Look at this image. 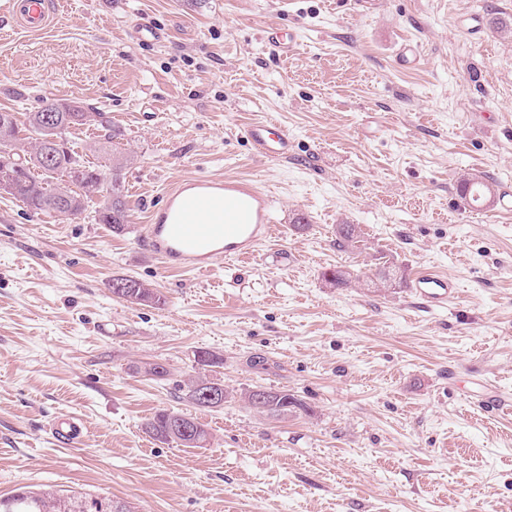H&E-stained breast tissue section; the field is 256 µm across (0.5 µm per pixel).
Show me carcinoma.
<instances>
[{"label": "carcinoma", "mask_w": 512, "mask_h": 512, "mask_svg": "<svg viewBox=\"0 0 512 512\" xmlns=\"http://www.w3.org/2000/svg\"><path fill=\"white\" fill-rule=\"evenodd\" d=\"M52 111L57 118L50 128L43 125L40 116ZM86 109L76 103H45L37 111L26 117L25 127L19 128L12 112H0V126L11 130L13 144L0 142V172L8 167L14 174V198L22 201L32 211L55 213L69 219L77 218L86 211V203L96 193L104 190L112 199V206L97 211V220L107 224L115 233H120L129 223V214L125 200V187L121 180V171L128 162L124 155L112 158V170L106 173L85 161L83 156L68 146L63 139L71 128L87 125L83 120ZM49 136L63 140V150L55 156L49 165L32 160H21V156H32L41 150ZM81 171L83 179L73 177L75 171ZM461 193H470L473 202L487 201L493 193V186L482 176H466L460 184ZM358 243V231L354 224H340L337 227V245L352 247ZM331 284L348 288L358 280L349 270L338 268L324 274ZM134 284L132 293L122 292L121 286ZM110 294L130 304L153 306L164 302L163 297L140 280L130 276H118L106 282ZM244 401L259 413L279 416L292 409H302L304 405L285 390H269L267 398L261 403L250 399V393H244ZM185 413L163 408L144 424L145 433L163 443H176L190 448H199L208 441L209 431L204 424L191 419L194 437L184 439L174 430V425ZM0 512H112V500L107 497L93 496L87 493L68 490L41 489L31 491L24 487L16 489L7 497H0Z\"/></svg>", "instance_id": "cac0c4a2"}]
</instances>
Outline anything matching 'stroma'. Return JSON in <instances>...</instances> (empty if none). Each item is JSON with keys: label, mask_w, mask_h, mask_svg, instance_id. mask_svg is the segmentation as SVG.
<instances>
[{"label": "stroma", "mask_w": 512, "mask_h": 512, "mask_svg": "<svg viewBox=\"0 0 512 512\" xmlns=\"http://www.w3.org/2000/svg\"><path fill=\"white\" fill-rule=\"evenodd\" d=\"M52 3L39 32L0 11V111L22 122L75 100L104 113L113 143L94 126L67 139L104 171L134 155L131 217L116 234L95 219L101 197L65 220L0 193V495L50 485L133 512H512V406L473 403L485 381L512 399V212L458 191L465 173L512 190V37L491 24L512 20V0ZM471 14L483 33L462 28ZM143 21L162 40L133 39ZM275 26L298 40L288 56L264 42ZM407 42L413 68L396 60ZM264 117L288 131V157L241 136ZM190 176L272 194L258 259L184 274L139 245L165 190ZM340 224L358 226V247L337 248ZM381 256L402 275L385 292L363 284ZM339 266L360 282H326ZM423 268L459 301L421 307L410 285ZM117 276L165 304L112 297ZM202 350L223 365H200ZM199 375L223 383V407L181 399ZM254 387L308 410L258 413L239 398ZM162 408L206 424L204 447L146 434ZM65 413L87 427L69 448L50 434Z\"/></svg>", "instance_id": "35a3bbf8"}]
</instances>
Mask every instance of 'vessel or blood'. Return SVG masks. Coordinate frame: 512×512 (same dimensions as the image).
<instances>
[{"label":"vessel or blood","instance_id":"vessel-or-blood-1","mask_svg":"<svg viewBox=\"0 0 512 512\" xmlns=\"http://www.w3.org/2000/svg\"><path fill=\"white\" fill-rule=\"evenodd\" d=\"M13 16L27 28L40 30L50 23L49 0H16ZM273 124L260 120L243 136L268 157L286 155L288 133H273ZM272 196L251 182L233 177H190L166 191L144 226L141 242L169 271L204 272L220 258L255 259L273 222ZM411 293L428 308L447 307L455 295L448 277L433 269L419 270ZM54 434L65 445L77 443L81 422L67 417L56 422Z\"/></svg>","mask_w":512,"mask_h":512}]
</instances>
